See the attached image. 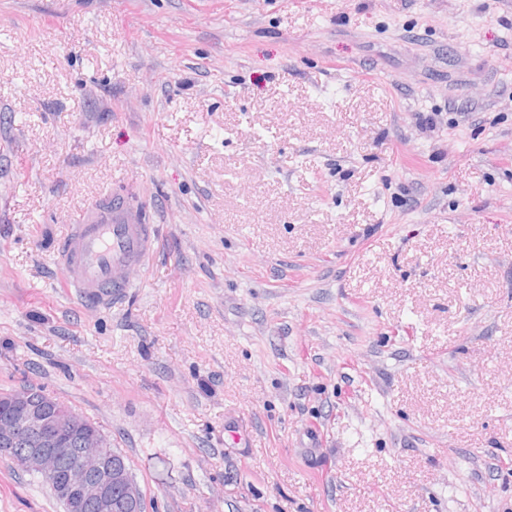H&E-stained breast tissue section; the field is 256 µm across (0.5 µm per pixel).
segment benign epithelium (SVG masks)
I'll use <instances>...</instances> for the list:
<instances>
[{"label": "benign epithelium", "mask_w": 512, "mask_h": 512, "mask_svg": "<svg viewBox=\"0 0 512 512\" xmlns=\"http://www.w3.org/2000/svg\"><path fill=\"white\" fill-rule=\"evenodd\" d=\"M3 405L0 455L53 478L65 512H139L141 490L121 456L102 453L100 429L34 387L13 391Z\"/></svg>", "instance_id": "7a95c632"}]
</instances>
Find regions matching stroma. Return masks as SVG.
<instances>
[{"mask_svg": "<svg viewBox=\"0 0 512 512\" xmlns=\"http://www.w3.org/2000/svg\"><path fill=\"white\" fill-rule=\"evenodd\" d=\"M115 192L160 230L96 308L47 243ZM23 386L147 512H512V0H0ZM0 512L63 510L0 455Z\"/></svg>", "mask_w": 512, "mask_h": 512, "instance_id": "obj_1", "label": "stroma"}]
</instances>
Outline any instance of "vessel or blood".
Here are the masks:
<instances>
[{
    "label": "vessel or blood",
    "instance_id": "b4317fda",
    "mask_svg": "<svg viewBox=\"0 0 512 512\" xmlns=\"http://www.w3.org/2000/svg\"><path fill=\"white\" fill-rule=\"evenodd\" d=\"M155 225L138 207L115 200L95 206L69 225L57 249L63 285L84 302L111 305L127 288L126 272L144 264L153 251Z\"/></svg>",
    "mask_w": 512,
    "mask_h": 512
}]
</instances>
